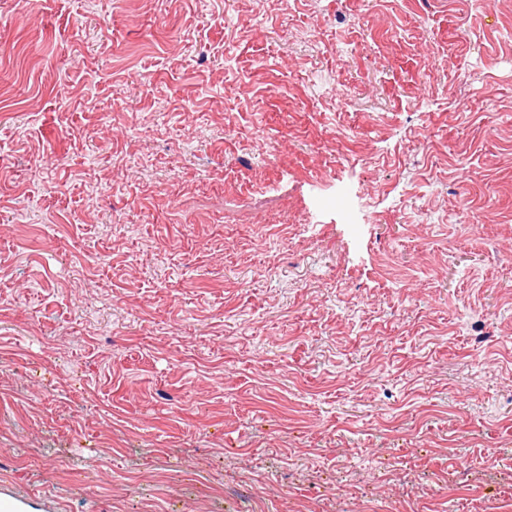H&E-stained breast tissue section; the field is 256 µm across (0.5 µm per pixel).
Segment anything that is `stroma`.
<instances>
[{
    "label": "stroma",
    "mask_w": 512,
    "mask_h": 512,
    "mask_svg": "<svg viewBox=\"0 0 512 512\" xmlns=\"http://www.w3.org/2000/svg\"><path fill=\"white\" fill-rule=\"evenodd\" d=\"M0 496L512 512V0H0Z\"/></svg>",
    "instance_id": "1"
}]
</instances>
